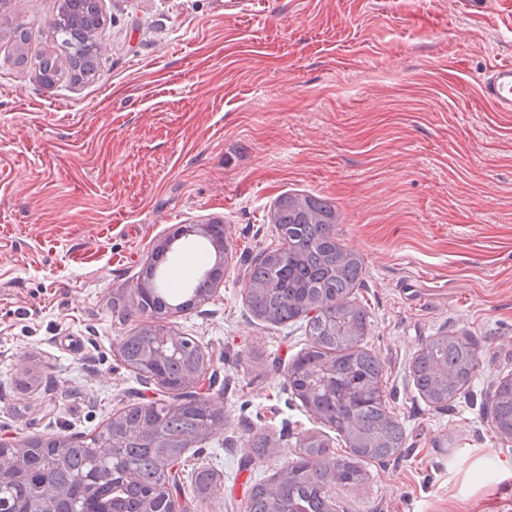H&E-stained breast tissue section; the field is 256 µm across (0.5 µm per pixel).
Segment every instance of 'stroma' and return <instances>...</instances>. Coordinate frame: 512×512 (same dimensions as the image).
<instances>
[{
    "mask_svg": "<svg viewBox=\"0 0 512 512\" xmlns=\"http://www.w3.org/2000/svg\"><path fill=\"white\" fill-rule=\"evenodd\" d=\"M105 0L93 78L42 83L15 62L54 53L59 0L0 5V435L84 438L163 399L123 362L132 307L158 242L174 280L198 270L193 224L230 237L215 294L165 326L192 337L217 379L224 427L181 464L187 512H246L251 490L309 435L345 454L288 368L306 319L273 325L243 276L280 247L285 192L335 206L342 245L364 259L352 299L402 423L398 456L336 493L342 512H512V442L484 411L512 376V112L480 92L512 63V0ZM475 343V380L447 407L416 391L412 362L436 336ZM268 437L250 457L254 434ZM488 469L486 479L472 477ZM221 477L199 498L195 474Z\"/></svg>",
    "mask_w": 512,
    "mask_h": 512,
    "instance_id": "35a3bbf8",
    "label": "stroma"
}]
</instances>
